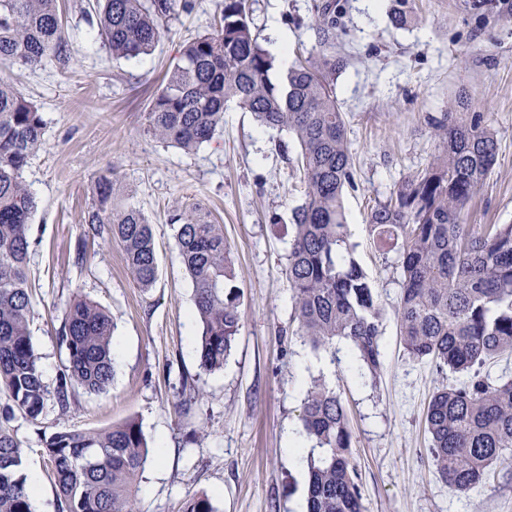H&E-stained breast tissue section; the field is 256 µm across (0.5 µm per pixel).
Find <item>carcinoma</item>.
Here are the masks:
<instances>
[{
	"label": "carcinoma",
	"mask_w": 512,
	"mask_h": 512,
	"mask_svg": "<svg viewBox=\"0 0 512 512\" xmlns=\"http://www.w3.org/2000/svg\"><path fill=\"white\" fill-rule=\"evenodd\" d=\"M176 0H101L97 27L112 58L149 54L164 33ZM310 27L336 40V3L316 6ZM57 0H0V59L34 69L66 55ZM340 61L322 56L293 63L271 78L274 58L259 42L247 0H224L219 25L184 43L166 84L151 98L146 133L185 152L209 142L233 101L260 126L288 131L299 144L303 201L285 266L298 331L315 350L344 341L362 367L381 370V306L354 258L344 193L355 188L346 124L330 75ZM433 124L443 149L428 167L373 207L377 243L399 252L402 294L399 335L413 358L460 373V383L434 392L425 415L436 473L467 496L497 463L512 460V380L488 367L512 353V224H465L462 213L497 161L495 133L478 112H450ZM44 143L38 107L10 78L0 77V512H32L22 473L25 449L8 427L20 412L35 420L54 396L69 412L72 391L104 393L114 374V322L97 304L76 296L66 304L61 343L67 365L49 390L30 329L29 225L36 202L23 171ZM181 262L192 283L199 325V367L224 366L243 318L231 248L223 225L195 207L170 218ZM85 222L95 236L119 243L136 285L157 277L152 224L140 210L119 207L112 179L97 182ZM301 421L321 452L306 457L307 512H364L345 406L325 384L308 390ZM57 488L58 512H138L135 482L154 457L140 423L56 432L44 438ZM183 512H217L206 494Z\"/></svg>",
	"instance_id": "cac0c4a2"
}]
</instances>
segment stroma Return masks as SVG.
I'll use <instances>...</instances> for the list:
<instances>
[{"label":"stroma","mask_w":512,"mask_h":512,"mask_svg":"<svg viewBox=\"0 0 512 512\" xmlns=\"http://www.w3.org/2000/svg\"><path fill=\"white\" fill-rule=\"evenodd\" d=\"M175 9L151 54L112 60L94 24L95 0H59L70 57L21 70L0 60L36 104L45 144L23 180L37 207L28 261L30 329L47 385H55L67 352L59 341L65 305L79 294L107 309L120 357L106 393L77 392L67 414L46 405L38 419L15 414L9 426L26 449L25 470L37 471L34 512H58L42 451L44 434L100 430L139 421L161 464H148L135 496L139 512H182L195 493L212 496L218 512H297L308 473L286 453L287 431L302 432L301 412L313 381L343 400L359 466L365 512H512V479L504 466L469 496L451 493L436 474L424 428L432 394L453 379L410 357L395 310L402 275L397 251L380 248L367 223L398 185L438 155L432 119L464 110L483 114L497 138V162L466 207L468 224H512V11L502 0H412L414 21L391 19L392 0H336L333 84L345 115L355 186L346 190L354 256L382 304L383 369L361 372L351 347L316 351L296 333L284 274L301 204L291 162L297 143L288 132L265 130L235 103L209 143L192 153L164 146L144 132L151 94L185 40L206 33L220 0H193ZM317 0H251L261 45L269 20L288 33V55L318 53L309 22ZM111 176L116 202L148 216L158 277L141 290L118 244L89 241L87 259L73 253L100 177ZM204 204L232 251L233 284L242 294V327L222 369L203 373L188 344L197 336L193 289L175 246L170 216ZM200 390L182 392L184 381Z\"/></svg>","instance_id":"obj_1"}]
</instances>
